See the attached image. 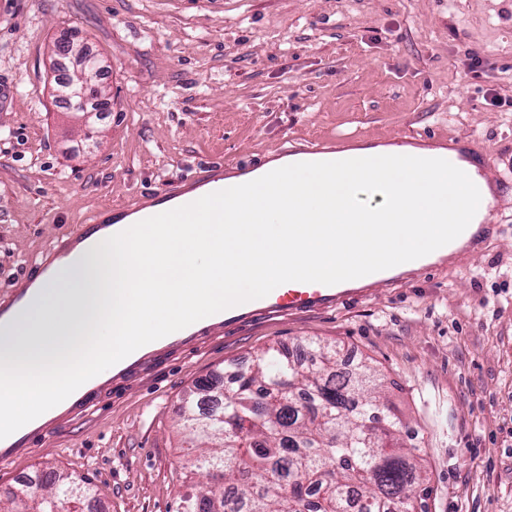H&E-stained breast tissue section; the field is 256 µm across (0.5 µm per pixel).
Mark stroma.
Listing matches in <instances>:
<instances>
[{
	"label": "stroma",
	"instance_id": "stroma-1",
	"mask_svg": "<svg viewBox=\"0 0 512 512\" xmlns=\"http://www.w3.org/2000/svg\"><path fill=\"white\" fill-rule=\"evenodd\" d=\"M70 27L110 102L93 148L55 99L51 47ZM346 135L465 137L512 160V0H0V299L94 209ZM493 222L477 252L357 298L163 344L0 465V490L55 471L92 483L95 512H178L193 482L183 399L314 338L382 378L423 450L426 512H512V193Z\"/></svg>",
	"mask_w": 512,
	"mask_h": 512
}]
</instances>
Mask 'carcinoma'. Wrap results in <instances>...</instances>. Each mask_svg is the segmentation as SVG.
I'll list each match as a JSON object with an SVG mask.
<instances>
[{
    "mask_svg": "<svg viewBox=\"0 0 512 512\" xmlns=\"http://www.w3.org/2000/svg\"><path fill=\"white\" fill-rule=\"evenodd\" d=\"M72 77L57 81L58 100ZM310 361H293L273 348L263 367L238 371L223 404L218 386H195L179 410L188 454L206 481L183 498L189 512H418L427 496L417 448L402 437L403 422L381 396L382 383L365 364L336 369L338 352L311 341ZM93 489L59 474L39 494L19 488L0 499V512H67L65 505Z\"/></svg>",
    "mask_w": 512,
    "mask_h": 512,
    "instance_id": "obj_1",
    "label": "carcinoma"
}]
</instances>
